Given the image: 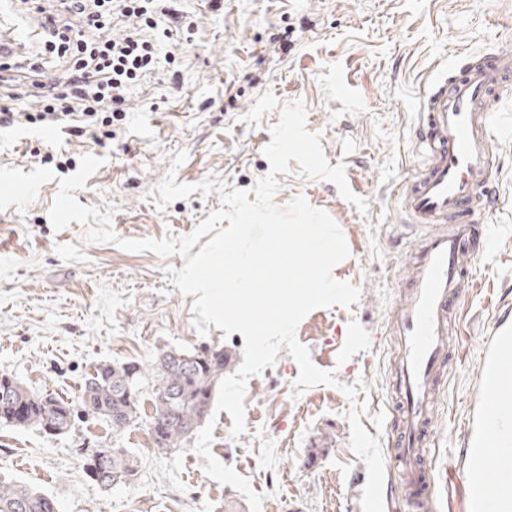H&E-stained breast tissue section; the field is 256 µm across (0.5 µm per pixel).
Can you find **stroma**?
<instances>
[{"label": "stroma", "instance_id": "1", "mask_svg": "<svg viewBox=\"0 0 512 512\" xmlns=\"http://www.w3.org/2000/svg\"><path fill=\"white\" fill-rule=\"evenodd\" d=\"M178 7L197 22L174 62L178 78L162 70L134 86L111 140L97 144L54 127L0 133V373L75 402L98 364L146 366L172 348L221 346L238 370L243 335L214 327L200 334L193 296L172 282L182 256L88 242L87 223L53 228L49 209L65 174L45 157L102 158L75 197L110 213L119 239L183 237L221 207L219 193L203 194L199 184L253 190L270 169L271 127L283 106L301 102L307 130L330 165L344 164L367 211L295 161L279 175L273 203L284 211L301 197L332 217L350 249L332 276L361 296L348 307L314 309L297 329L337 386L295 393L298 365L280 350L247 381L243 434L232 436V419L220 412L211 452L263 494L261 512H362L367 470L350 448L346 413L362 404V426L388 446L396 274L424 233L405 223L396 194L416 168L418 121L409 107L460 51L512 40V0H224L215 12L204 0H179ZM286 32L287 53H271V41ZM180 151L186 159L173 166ZM496 167L494 204L482 217L487 243L473 262L474 285L450 318L454 349L426 448L435 512H480L467 487L479 439L494 435L481 414L488 354L512 352V335L499 327L512 316V130L498 139ZM170 173L195 191L161 210L158 188ZM344 384L356 387L354 398L341 392ZM138 400L134 423L119 433L84 412L58 436L0 424V477L48 495L56 512H250L242 492L205 473L191 443L153 446L150 381ZM96 448L129 449L137 477L110 489L90 480L83 457Z\"/></svg>", "mask_w": 512, "mask_h": 512}]
</instances>
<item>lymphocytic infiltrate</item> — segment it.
I'll return each instance as SVG.
<instances>
[{
    "label": "lymphocytic infiltrate",
    "instance_id": "lymphocytic-infiltrate-1",
    "mask_svg": "<svg viewBox=\"0 0 512 512\" xmlns=\"http://www.w3.org/2000/svg\"><path fill=\"white\" fill-rule=\"evenodd\" d=\"M127 25L111 36L114 21ZM175 0H57L28 50L5 55L0 75V130L54 125L93 140L112 135L130 85L153 73L156 40L194 29Z\"/></svg>",
    "mask_w": 512,
    "mask_h": 512
}]
</instances>
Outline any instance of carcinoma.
I'll return each instance as SVG.
<instances>
[{
    "label": "carcinoma",
    "instance_id": "cac0c4a2",
    "mask_svg": "<svg viewBox=\"0 0 512 512\" xmlns=\"http://www.w3.org/2000/svg\"><path fill=\"white\" fill-rule=\"evenodd\" d=\"M231 355L224 347H208L194 352L164 351L153 364L104 363L81 385L80 402L87 413L110 422L121 432L135 419L139 384L150 377L153 387V417L150 436L157 448H177L209 415L213 396L224 379ZM0 423L47 432L57 428L61 435L71 430L76 414L73 403L51 393L32 391L19 380L0 374ZM105 466L112 473V485L131 481L138 472L134 455L124 448H99L84 458V468L100 485ZM0 512H56L52 499L17 481L0 479Z\"/></svg>",
    "mask_w": 512,
    "mask_h": 512
}]
</instances>
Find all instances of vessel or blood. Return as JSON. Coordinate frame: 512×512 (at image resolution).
<instances>
[{
  "instance_id": "b4317fda",
  "label": "vessel or blood",
  "mask_w": 512,
  "mask_h": 512,
  "mask_svg": "<svg viewBox=\"0 0 512 512\" xmlns=\"http://www.w3.org/2000/svg\"><path fill=\"white\" fill-rule=\"evenodd\" d=\"M509 99L512 44L501 42L480 53L462 51L457 68L424 87L414 105L422 160L402 187L404 214L408 223L437 230L417 244L413 267L397 274L407 291L391 320L402 350L392 383L403 480H385L384 498L407 497L416 512H425L435 493L419 448L432 435L435 393L448 366V319L465 298L462 281L473 273L470 259L484 233L476 217L492 199L496 108Z\"/></svg>"
}]
</instances>
